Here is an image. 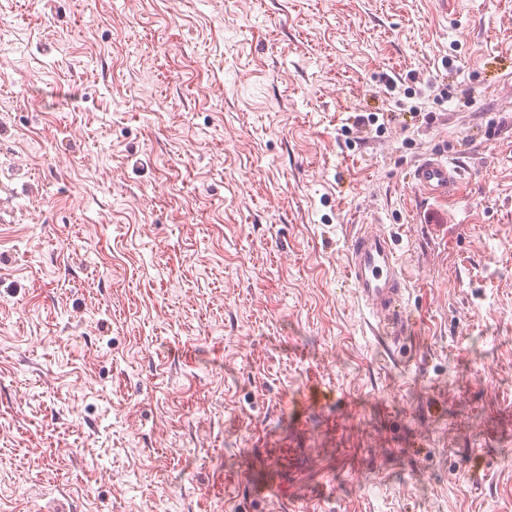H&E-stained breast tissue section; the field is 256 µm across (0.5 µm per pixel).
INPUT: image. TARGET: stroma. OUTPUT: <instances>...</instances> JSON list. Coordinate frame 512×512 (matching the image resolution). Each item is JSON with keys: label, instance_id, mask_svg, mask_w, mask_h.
Masks as SVG:
<instances>
[{"label": "stroma", "instance_id": "35a3bbf8", "mask_svg": "<svg viewBox=\"0 0 512 512\" xmlns=\"http://www.w3.org/2000/svg\"><path fill=\"white\" fill-rule=\"evenodd\" d=\"M1 186L0 512H512V0H0ZM461 175L458 165L442 155L431 154L418 162L412 178L427 198L444 199L455 189ZM346 277L374 336L395 343L409 328L407 276L393 237L358 224L346 242Z\"/></svg>", "mask_w": 512, "mask_h": 512}]
</instances>
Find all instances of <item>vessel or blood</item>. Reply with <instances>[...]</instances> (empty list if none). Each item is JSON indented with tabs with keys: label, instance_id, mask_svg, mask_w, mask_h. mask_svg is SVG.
Returning a JSON list of instances; mask_svg holds the SVG:
<instances>
[{
	"label": "vessel or blood",
	"instance_id": "1",
	"mask_svg": "<svg viewBox=\"0 0 512 512\" xmlns=\"http://www.w3.org/2000/svg\"><path fill=\"white\" fill-rule=\"evenodd\" d=\"M458 165L432 154L418 162L412 178L426 197L443 199L455 189ZM346 277L354 288L373 335L398 341L409 328L407 276L393 237L366 224L355 226L346 242Z\"/></svg>",
	"mask_w": 512,
	"mask_h": 512
}]
</instances>
